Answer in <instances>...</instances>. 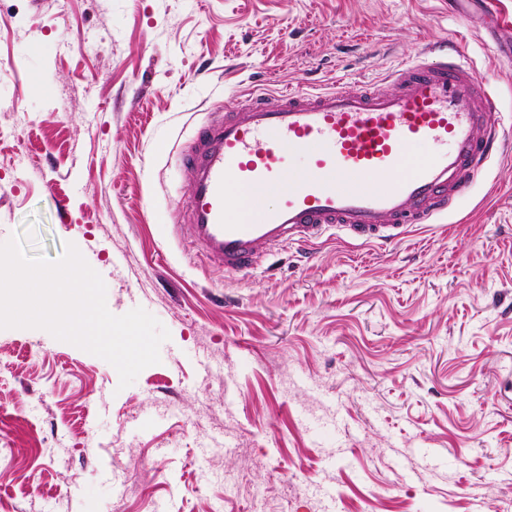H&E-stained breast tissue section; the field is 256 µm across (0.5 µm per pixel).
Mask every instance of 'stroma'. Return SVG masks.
Instances as JSON below:
<instances>
[{
    "label": "stroma",
    "mask_w": 512,
    "mask_h": 512,
    "mask_svg": "<svg viewBox=\"0 0 512 512\" xmlns=\"http://www.w3.org/2000/svg\"><path fill=\"white\" fill-rule=\"evenodd\" d=\"M463 0H0V243L74 244L115 315L169 331L104 359L0 329V512H512V159L443 224L328 229L206 262L181 152L244 92L378 84L440 40L512 113Z\"/></svg>",
    "instance_id": "1"
}]
</instances>
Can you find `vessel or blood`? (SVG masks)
I'll use <instances>...</instances> for the list:
<instances>
[{"mask_svg": "<svg viewBox=\"0 0 512 512\" xmlns=\"http://www.w3.org/2000/svg\"><path fill=\"white\" fill-rule=\"evenodd\" d=\"M388 83L288 91L273 105L252 91L200 127L182 154L194 245L225 272L248 275L272 252L315 244L330 227L387 246L448 215L503 153L512 118L447 44L397 66ZM415 145L429 155L411 154ZM296 160L297 177L283 182ZM272 187L274 203L241 209L242 190Z\"/></svg>", "mask_w": 512, "mask_h": 512, "instance_id": "1", "label": "vessel or blood"}]
</instances>
